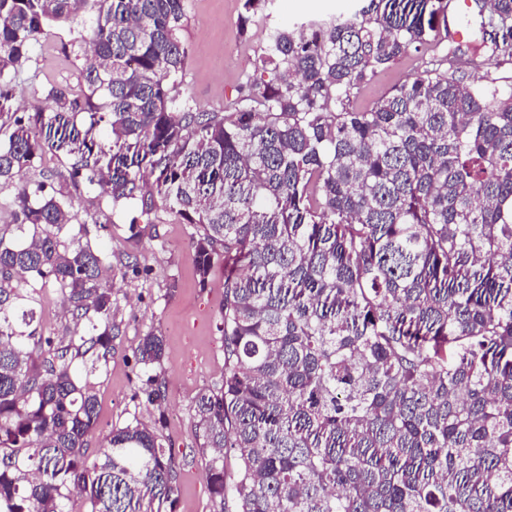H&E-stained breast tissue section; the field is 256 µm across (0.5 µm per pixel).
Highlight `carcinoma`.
<instances>
[{
	"label": "carcinoma",
	"instance_id": "1",
	"mask_svg": "<svg viewBox=\"0 0 512 512\" xmlns=\"http://www.w3.org/2000/svg\"><path fill=\"white\" fill-rule=\"evenodd\" d=\"M502 31L472 53L437 18L447 0H369L277 28L224 111L182 91L184 0H0V182L52 150L112 209L155 198L197 229L199 285L224 256V384L198 394L211 497L236 512H512V0H475ZM85 48L84 86L10 109L44 28ZM487 49L495 71L467 83ZM424 70L356 110L367 76ZM111 142L100 141L101 131ZM154 176L152 188L142 173ZM0 235V512H142L175 504L157 428L130 422L89 452L96 376L112 357V262L63 189L16 195ZM78 223L70 236L63 230ZM56 288L75 336L33 327ZM138 361L161 364L163 338ZM160 375L147 401L164 400ZM239 451L224 469V450Z\"/></svg>",
	"mask_w": 512,
	"mask_h": 512
}]
</instances>
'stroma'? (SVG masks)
<instances>
[{"label": "stroma", "instance_id": "35a3bbf8", "mask_svg": "<svg viewBox=\"0 0 512 512\" xmlns=\"http://www.w3.org/2000/svg\"><path fill=\"white\" fill-rule=\"evenodd\" d=\"M243 0H186L179 32L188 49L182 91L199 106L220 111L227 99L255 72L271 29L316 19H328L358 11L363 0H267L252 19L248 32H240ZM82 14L73 23L53 24L34 40L30 60L17 75L11 109L30 112L41 104V87L53 84L76 89L83 83L84 56L69 43V29L92 22ZM420 54L410 53L387 69L367 77L354 100L362 109L395 84L420 72ZM69 161L51 151L37 155L20 176L0 185V235L13 239V200L30 182H66ZM67 190L79 215L105 213L103 228L91 237L93 247L112 255V320L118 334L112 357L97 378L98 427L90 446L104 444L112 428L130 421L158 427L177 468L176 504H147V512H235L232 500L216 503L208 490L206 466L211 457L195 436L194 403L203 390L224 382V262L215 260L207 287L196 275L193 225L163 203L147 212L112 214L99 189L68 184ZM141 232L130 239V225ZM165 340V355L158 369L164 383L162 406L149 404L144 389L148 375L137 361L139 342L147 333Z\"/></svg>", "mask_w": 512, "mask_h": 512}]
</instances>
